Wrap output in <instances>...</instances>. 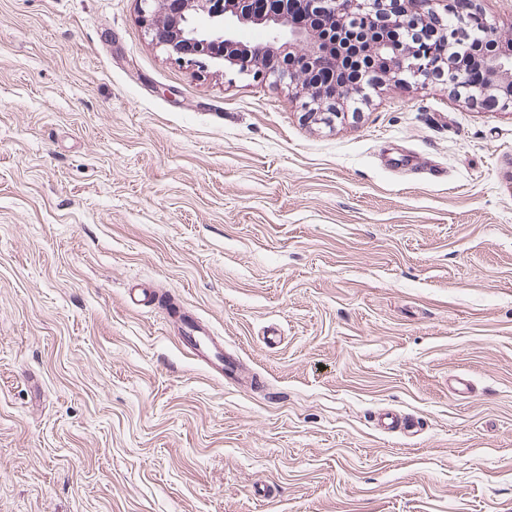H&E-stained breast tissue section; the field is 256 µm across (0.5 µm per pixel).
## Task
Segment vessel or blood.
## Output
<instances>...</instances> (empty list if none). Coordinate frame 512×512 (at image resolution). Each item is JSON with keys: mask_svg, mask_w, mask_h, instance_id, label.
I'll use <instances>...</instances> for the list:
<instances>
[{"mask_svg": "<svg viewBox=\"0 0 512 512\" xmlns=\"http://www.w3.org/2000/svg\"><path fill=\"white\" fill-rule=\"evenodd\" d=\"M178 322V342L194 360L205 365L218 379L236 378V362L225 354L223 344L213 336L209 328L185 315L179 316Z\"/></svg>", "mask_w": 512, "mask_h": 512, "instance_id": "vessel-or-blood-1", "label": "vessel or blood"}]
</instances>
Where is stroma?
<instances>
[{"instance_id":"stroma-1","label":"stroma","mask_w":512,"mask_h":512,"mask_svg":"<svg viewBox=\"0 0 512 512\" xmlns=\"http://www.w3.org/2000/svg\"><path fill=\"white\" fill-rule=\"evenodd\" d=\"M0 512H512V114L330 127L135 0H0ZM177 339L197 362L202 363L218 379L234 380L237 377L236 362L224 353V345L218 341L209 328L195 319L177 315Z\"/></svg>"}]
</instances>
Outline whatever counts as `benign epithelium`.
Here are the masks:
<instances>
[{"mask_svg":"<svg viewBox=\"0 0 512 512\" xmlns=\"http://www.w3.org/2000/svg\"><path fill=\"white\" fill-rule=\"evenodd\" d=\"M141 23L152 40L174 60L201 73L212 65L240 74L264 73L306 97L308 116L331 126L348 116L343 104L366 100L377 78L406 82L432 75L468 104L512 109V39L481 12L457 20L475 37L456 40L438 12L443 0H272L268 10L254 0H136ZM251 27L266 35L269 54L285 60L278 70H262L260 51L240 38ZM443 41L442 54L432 51L431 38ZM335 50L336 68L344 74L369 69L365 83L346 81L335 93L318 89L311 74L325 53ZM478 52L490 75L487 82H469L462 55Z\"/></svg>","mask_w":512,"mask_h":512,"instance_id":"obj_1","label":"benign epithelium"}]
</instances>
